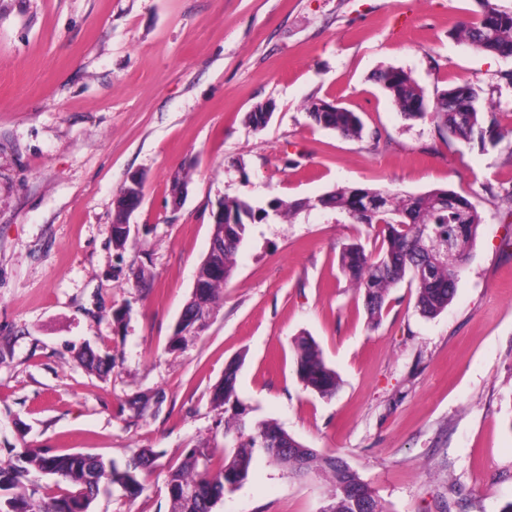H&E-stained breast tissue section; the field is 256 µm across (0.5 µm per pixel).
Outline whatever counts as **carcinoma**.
Listing matches in <instances>:
<instances>
[{
    "mask_svg": "<svg viewBox=\"0 0 512 512\" xmlns=\"http://www.w3.org/2000/svg\"><path fill=\"white\" fill-rule=\"evenodd\" d=\"M479 10L459 22L453 35L471 48L501 58H512V10L497 0H475ZM396 110L408 119L430 118L449 136L466 143L493 147L505 135L498 120L501 101L486 100L473 85L464 82L429 99L426 90L403 69L388 68L376 75ZM304 110L318 126L344 137H361L362 124L352 111L322 99L305 102ZM273 115V106L259 105L246 113L245 121L256 131L263 130ZM191 182V168L176 171L170 178L169 196L181 193ZM336 211L357 224L376 229L379 244L371 251L359 243L345 247L340 269L349 279L373 325L379 323L391 289L403 281L415 285L416 307L427 317L448 308L458 287L461 268L450 267L442 258L448 244L466 254L483 222L480 212L467 198L448 189H432L420 195H404L389 189L338 186L317 197V202L285 201L275 198L270 210L291 221L310 207ZM124 215L123 199L116 202L112 220V243L125 249L129 238L120 233ZM267 210L256 208L242 197L224 198V275L211 272L205 264L197 270L199 292L191 295L176 323L169 349L180 351L196 338L192 318L201 309H216L224 284L231 278L235 256L248 226L262 221ZM88 370L104 372L110 360L85 350L78 356ZM241 363L229 362L224 379L215 386L212 401L224 413V437L234 442L231 454L218 457L212 448H191L169 472L167 492L170 512H214L249 475L254 458L263 454L298 477L317 476L328 485L320 512H386L368 483L347 462L334 454L324 455L308 448L271 420H249L250 409L236 390ZM294 370L303 387L322 398L336 394L339 378L324 361L315 340L300 335L294 340ZM151 452L143 451L120 467L99 455L72 453L47 455L24 449L14 459L0 462V512H90L101 483L107 481L127 495L142 490L139 471L149 463ZM36 470L51 475L67 486L65 493L49 496L24 484L26 475Z\"/></svg>",
    "mask_w": 512,
    "mask_h": 512,
    "instance_id": "carcinoma-1",
    "label": "carcinoma"
}]
</instances>
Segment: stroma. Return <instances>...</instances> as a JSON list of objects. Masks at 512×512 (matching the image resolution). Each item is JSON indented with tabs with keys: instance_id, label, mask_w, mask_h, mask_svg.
I'll return each mask as SVG.
<instances>
[{
	"instance_id": "stroma-1",
	"label": "stroma",
	"mask_w": 512,
	"mask_h": 512,
	"mask_svg": "<svg viewBox=\"0 0 512 512\" xmlns=\"http://www.w3.org/2000/svg\"><path fill=\"white\" fill-rule=\"evenodd\" d=\"M474 0H0V460L25 448L148 450L127 497L101 484L91 512H170L186 451L233 450L212 392L241 360L255 420L342 457L388 512H500L512 501V145L464 143L406 119L375 80L408 71L428 96L469 81L512 103V60L450 35ZM310 98L356 112L361 138L315 125ZM273 103L267 127L245 115ZM192 165L172 209V173ZM145 176L125 250L114 200ZM339 185L435 188L482 214L456 295L435 317L389 293L378 325L339 267L374 234L313 209L250 225L209 328L169 349L219 200L314 198ZM145 279H137L139 270ZM311 335L335 396L306 390L293 342ZM109 356L104 373L76 356ZM324 480L257 455L216 512H320Z\"/></svg>"
}]
</instances>
